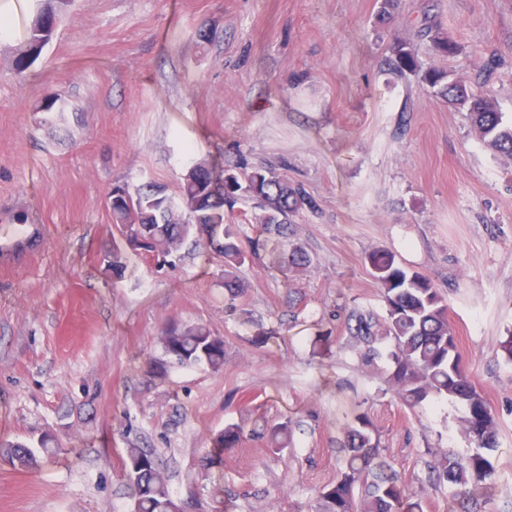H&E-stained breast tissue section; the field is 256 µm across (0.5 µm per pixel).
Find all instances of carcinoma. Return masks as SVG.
I'll return each instance as SVG.
<instances>
[{
    "instance_id": "carcinoma-1",
    "label": "carcinoma",
    "mask_w": 512,
    "mask_h": 512,
    "mask_svg": "<svg viewBox=\"0 0 512 512\" xmlns=\"http://www.w3.org/2000/svg\"><path fill=\"white\" fill-rule=\"evenodd\" d=\"M70 2L37 0L36 14L17 54L18 70L27 69L40 57L52 39L58 15ZM432 43L441 57H451L459 51V44L447 35L436 34ZM383 65L398 76L416 77L441 98L466 110L481 143L495 153L512 157V119L504 120V113L492 97L473 94L465 81L452 77L446 70L423 67L407 41L392 43L383 57ZM127 194L131 202L112 204V221L118 232L146 229L159 247V260L176 254L185 239L200 232L213 252L224 259V288L233 296L247 288L239 276L246 262V250L226 227L225 209H233L241 196H246L253 205L254 222L266 233L285 241L300 211L316 209L314 201L301 188L266 166L251 170L227 167L216 171L202 163L199 175L180 181L174 194L156 183L129 189ZM125 251L123 241L114 242L110 266L116 279L124 278L127 271ZM276 259L280 267L295 272L311 262L306 251L296 243L288 244V249ZM368 260L386 302L385 331L392 339L389 384L411 409L442 399L453 400L465 409L464 428L476 450L465 456H448L436 467V481L448 484L461 504V512H476L469 486L491 477L493 467L484 450L495 446L498 430L489 405L465 370L448 322V306L430 278L398 265L391 252L375 250ZM350 333L371 343L372 320L356 316ZM162 344L164 354L180 366L204 364L213 370L224 366V338L202 325H173L164 332ZM290 424L286 420L270 429L271 448L288 447ZM241 438V428L229 424L214 439V447L233 448ZM344 450L347 452L344 469L335 482L320 491L321 512L421 510L418 503L406 507L404 488L379 461L377 429L366 416L355 418L347 432ZM55 451L48 436L41 437L35 448L22 442H1L0 460L33 470L40 466L43 456ZM124 471L132 487L128 512H173L178 507L152 452L128 449ZM358 487L364 489L359 498L355 495Z\"/></svg>"
}]
</instances>
